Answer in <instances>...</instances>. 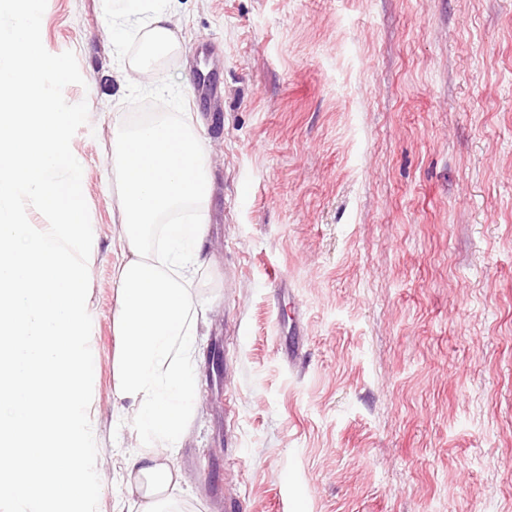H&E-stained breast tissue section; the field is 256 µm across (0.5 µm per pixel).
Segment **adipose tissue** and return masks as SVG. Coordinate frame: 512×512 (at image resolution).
<instances>
[{"label":"adipose tissue","mask_w":512,"mask_h":512,"mask_svg":"<svg viewBox=\"0 0 512 512\" xmlns=\"http://www.w3.org/2000/svg\"><path fill=\"white\" fill-rule=\"evenodd\" d=\"M166 0H123L113 42L144 23V60L173 46ZM112 168L121 198L114 321L116 394L127 403L139 453L126 485L141 512H182L173 492L183 481L170 463L197 416L196 354L204 312L191 290L207 258L203 215L211 169L191 113L154 112L138 125L114 115ZM193 207L194 219L177 214Z\"/></svg>","instance_id":"1"}]
</instances>
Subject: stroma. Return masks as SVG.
Instances as JSON below:
<instances>
[{
	"label": "stroma",
	"mask_w": 512,
	"mask_h": 512,
	"mask_svg": "<svg viewBox=\"0 0 512 512\" xmlns=\"http://www.w3.org/2000/svg\"><path fill=\"white\" fill-rule=\"evenodd\" d=\"M176 42H112L115 0H47L89 121L97 512H137L113 417L112 116L194 113L212 173L193 290L187 512H512V0H168Z\"/></svg>",
	"instance_id": "obj_1"
}]
</instances>
